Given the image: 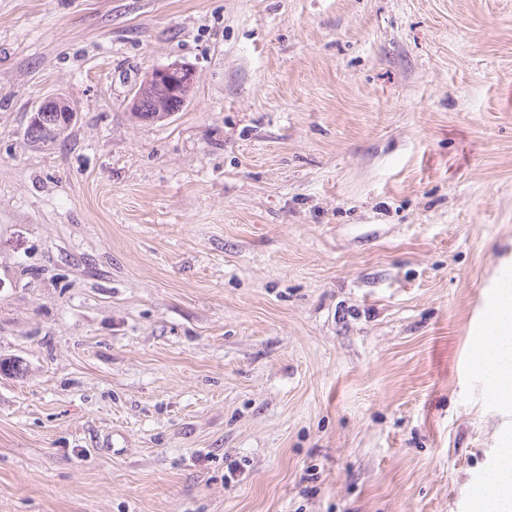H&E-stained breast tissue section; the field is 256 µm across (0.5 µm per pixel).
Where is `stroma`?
<instances>
[{
	"label": "stroma",
	"instance_id": "35a3bbf8",
	"mask_svg": "<svg viewBox=\"0 0 512 512\" xmlns=\"http://www.w3.org/2000/svg\"><path fill=\"white\" fill-rule=\"evenodd\" d=\"M509 273L512 0H0V512H474ZM195 83L193 69L183 65L155 68L136 89L131 108L142 120L154 121L178 112L184 106ZM76 111L74 108L62 97L52 96V97H46L44 98L37 109L34 111L33 116L31 117L30 124L33 125H40L43 127L46 135H54L58 131V127L51 128L48 124L56 125L57 121H51L50 117H56V115L59 117L58 120L62 119L63 122L66 117L71 115L72 122L74 121L76 117ZM64 113V114H63ZM71 122V124H72ZM70 124V125H71ZM28 127L27 128V138L30 139V141L38 142L40 144H44L46 142H51L47 140L45 135H42L39 133L34 127Z\"/></svg>",
	"mask_w": 512,
	"mask_h": 512
}]
</instances>
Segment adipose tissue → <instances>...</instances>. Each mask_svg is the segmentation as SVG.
Returning <instances> with one entry per match:
<instances>
[{
	"instance_id": "1",
	"label": "adipose tissue",
	"mask_w": 512,
	"mask_h": 512,
	"mask_svg": "<svg viewBox=\"0 0 512 512\" xmlns=\"http://www.w3.org/2000/svg\"><path fill=\"white\" fill-rule=\"evenodd\" d=\"M507 304L495 317L477 354L478 365L488 374L494 394L512 401V289L504 288ZM480 512H512V448L505 449L504 462L491 475L479 494Z\"/></svg>"
}]
</instances>
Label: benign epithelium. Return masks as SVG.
Listing matches in <instances>:
<instances>
[{
	"label": "benign epithelium",
	"mask_w": 512,
	"mask_h": 512,
	"mask_svg": "<svg viewBox=\"0 0 512 512\" xmlns=\"http://www.w3.org/2000/svg\"><path fill=\"white\" fill-rule=\"evenodd\" d=\"M195 83L193 69L183 65L155 68L147 74L136 89L131 108L142 120L154 121L170 116L177 105H185ZM76 117L74 108L63 98H44L31 117L30 124L43 127L46 135L57 132L53 117Z\"/></svg>",
	"instance_id": "benign-epithelium-1"
}]
</instances>
